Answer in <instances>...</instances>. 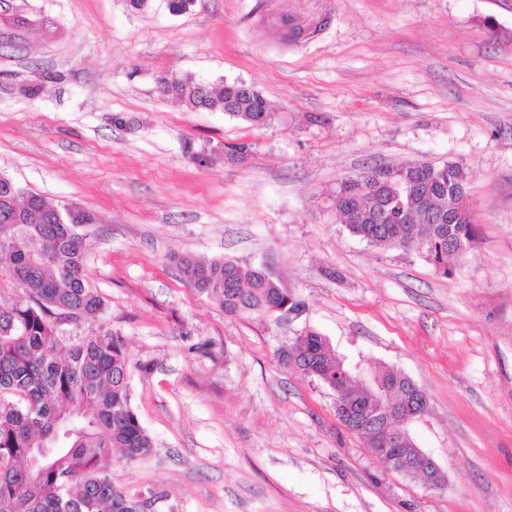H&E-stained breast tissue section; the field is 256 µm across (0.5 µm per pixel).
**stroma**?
<instances>
[{
	"instance_id": "35a3bbf8",
	"label": "stroma",
	"mask_w": 512,
	"mask_h": 512,
	"mask_svg": "<svg viewBox=\"0 0 512 512\" xmlns=\"http://www.w3.org/2000/svg\"><path fill=\"white\" fill-rule=\"evenodd\" d=\"M243 81L251 127L162 92ZM36 88L33 96L25 88ZM247 142L245 159L230 145ZM455 162L476 241L453 275L352 235L326 195L378 167ZM0 175L93 213L96 317L122 337L154 447L112 483L162 512H512V8L501 0H0ZM266 267L299 315L226 316L179 260ZM408 375L441 488L375 458L336 394L284 369L305 331Z\"/></svg>"
}]
</instances>
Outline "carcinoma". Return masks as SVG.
<instances>
[{
  "label": "carcinoma",
  "instance_id": "carcinoma-1",
  "mask_svg": "<svg viewBox=\"0 0 512 512\" xmlns=\"http://www.w3.org/2000/svg\"><path fill=\"white\" fill-rule=\"evenodd\" d=\"M171 99L192 108L226 106L224 112L252 126L266 123L270 111L258 91L238 82L200 83L178 78L163 86ZM462 167L450 168L434 185L438 224L366 222L362 216L383 208L415 211L414 200L400 193L381 195L371 189L341 203L343 221L351 234L389 248L416 247L444 276L454 273L458 247L472 246L476 230L464 216L448 223V187ZM25 195L14 181L0 175V254L8 260L6 275L18 287L20 300L0 309V512H144L152 492L123 491L112 485V450L134 461L149 453L152 438L131 404L130 364L119 336L105 333L77 343L62 338L63 318L93 317L102 298L88 287L84 262L86 237L69 223L67 211L34 194L25 208L11 205ZM184 279L214 299L224 314L234 317L284 315L290 294L263 270L233 260H180ZM292 370L330 386L339 376H356L353 364L339 355L319 333L309 330L288 344ZM336 415L350 432L376 448L386 439L392 448H410L383 419H363L366 400L350 385L342 386ZM75 431L62 434L65 419ZM32 448L51 453L39 466Z\"/></svg>",
  "mask_w": 512,
  "mask_h": 512
}]
</instances>
